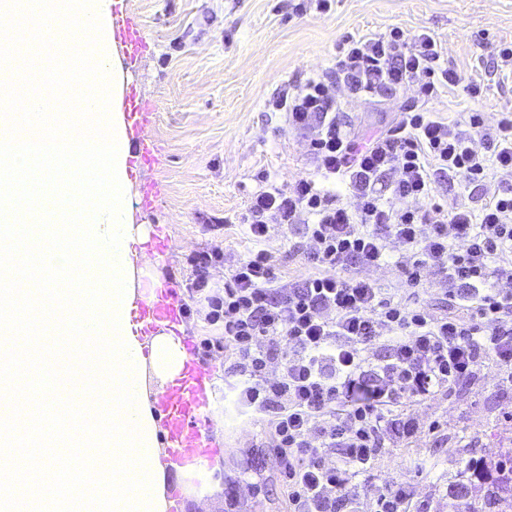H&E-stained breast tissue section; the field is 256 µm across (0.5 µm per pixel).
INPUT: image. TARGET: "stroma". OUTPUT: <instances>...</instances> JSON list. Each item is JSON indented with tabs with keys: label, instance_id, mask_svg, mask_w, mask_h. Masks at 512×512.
<instances>
[{
	"label": "stroma",
	"instance_id": "1",
	"mask_svg": "<svg viewBox=\"0 0 512 512\" xmlns=\"http://www.w3.org/2000/svg\"><path fill=\"white\" fill-rule=\"evenodd\" d=\"M296 2L130 0L149 50L136 72H123L122 81L137 83L155 101L149 134L162 158L148 175L159 187L151 212L136 209L140 187L125 183L127 221L145 236L162 233L171 241L160 258L136 262L141 288L185 289L193 258L219 249L224 262L212 268L209 290L222 291L228 268L256 247L243 225L251 197L266 182L286 185L316 173L302 137L267 104L284 84L314 74L335 76L346 39L395 26L411 37L429 31L442 47V65L484 87L477 98L463 91L444 94L431 108L449 117L477 110L489 126L512 112V72L496 68L499 44L512 41V0H337L327 15L296 14ZM414 103L410 89L377 100L350 98L342 119L365 141ZM502 184L512 185V178L470 193L443 181L418 205L461 201L476 209ZM266 246L280 260L283 281L311 273L305 259L311 244L302 226L272 229ZM368 276L386 292L414 297L433 313L453 309L434 275H426L414 294L397 266ZM209 361L215 397L210 434L217 453L201 470L166 474V482L183 489L181 512H226L225 499L234 493L235 512H288L278 461L261 445L262 425L225 400L223 354H212ZM399 409L414 415L424 431L375 458L362 483L361 512H372L393 478L411 485L410 512H448V485L460 479L470 459L512 449V421L503 417L512 411V381L500 379L493 360H486L473 380Z\"/></svg>",
	"mask_w": 512,
	"mask_h": 512
}]
</instances>
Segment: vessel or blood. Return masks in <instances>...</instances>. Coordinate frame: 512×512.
Listing matches in <instances>:
<instances>
[{"instance_id":"obj_1","label":"vessel or blood","mask_w":512,"mask_h":512,"mask_svg":"<svg viewBox=\"0 0 512 512\" xmlns=\"http://www.w3.org/2000/svg\"><path fill=\"white\" fill-rule=\"evenodd\" d=\"M112 44L119 49L128 69L136 67L147 49L142 25L129 10L127 0H112ZM119 105L127 119V177L140 184L137 207L147 211L152 209L157 196L147 174L158 165L159 152L146 134L157 105L132 84L126 85ZM130 316L144 347H151L153 337L162 332L177 342L182 351L179 370L168 378L155 403L165 429L160 462L168 471L203 467L215 453L210 423L205 418L213 402L212 373L201 359L194 337L184 331L186 314L177 288L165 285L153 289L146 298L135 299Z\"/></svg>"}]
</instances>
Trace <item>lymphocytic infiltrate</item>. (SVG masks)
Listing matches in <instances>:
<instances>
[{
  "mask_svg": "<svg viewBox=\"0 0 512 512\" xmlns=\"http://www.w3.org/2000/svg\"><path fill=\"white\" fill-rule=\"evenodd\" d=\"M440 58L430 33L411 38L394 27L349 40L335 80L284 86L268 103L306 135L317 174L252 197L245 221L259 247L225 274L223 292L207 296L206 318L223 323L224 335L202 348L230 359L236 404L265 422L289 512H359L356 477L420 430L392 405L474 377L487 358L512 376V187L476 210L416 205L444 178L467 189L512 174V113L489 128L476 110L450 120L424 109L460 87L481 93ZM409 86L417 104L369 142L338 118L341 92L369 99ZM478 137L487 153L474 149ZM275 224L305 225L312 242L314 272L289 285L261 246ZM393 241L403 247L396 258ZM392 261L412 289L425 272L439 276L461 313L437 315L384 293L366 272ZM384 328L388 353L375 364L368 352ZM335 448L342 458L328 463Z\"/></svg>",
  "mask_w": 512,
  "mask_h": 512,
  "instance_id": "f902f5d3",
  "label": "lymphocytic infiltrate"
}]
</instances>
